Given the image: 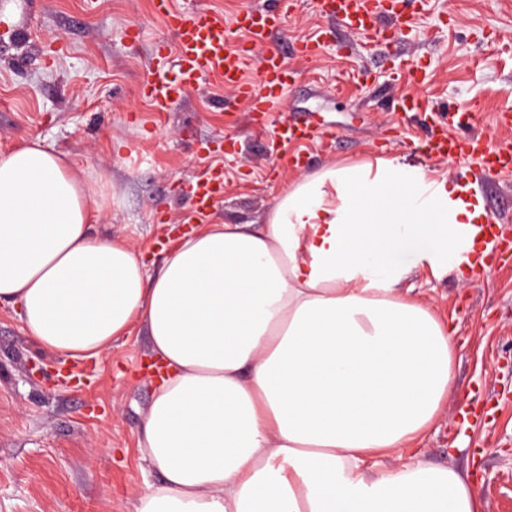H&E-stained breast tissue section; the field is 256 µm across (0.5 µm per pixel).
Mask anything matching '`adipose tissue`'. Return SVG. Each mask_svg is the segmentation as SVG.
<instances>
[{"instance_id":"1","label":"adipose tissue","mask_w":512,"mask_h":512,"mask_svg":"<svg viewBox=\"0 0 512 512\" xmlns=\"http://www.w3.org/2000/svg\"><path fill=\"white\" fill-rule=\"evenodd\" d=\"M95 192L31 141L0 153V300L39 345L96 355L146 327L164 366L139 449L162 476L136 512H481L452 468L390 455L438 418L453 331L403 295V245L461 271L475 186L396 158L284 185L259 223L205 224L155 270L97 234Z\"/></svg>"}]
</instances>
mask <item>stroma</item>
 I'll return each instance as SVG.
<instances>
[{
    "instance_id": "obj_1",
    "label": "stroma",
    "mask_w": 512,
    "mask_h": 512,
    "mask_svg": "<svg viewBox=\"0 0 512 512\" xmlns=\"http://www.w3.org/2000/svg\"><path fill=\"white\" fill-rule=\"evenodd\" d=\"M0 151L40 140L98 185L94 221L155 268L191 218L186 184L203 163L223 168L214 223L260 222L286 183L341 162L398 157L460 181L455 161H428L405 134L426 121L392 111L413 61L427 74L419 93L442 107L476 113L475 131L499 139L512 107V0H420L411 28L393 46L362 40L320 18L314 0H294L284 30L271 31L296 74L280 112L263 130L234 90L209 79L169 111H151L139 85L156 43L173 42L153 0H0ZM139 24V40L125 36ZM318 37L319 58L292 44ZM320 128L300 147V166L280 160L285 119ZM489 216L512 238V175L480 177ZM435 244L399 250L404 287L455 330L454 382L439 419L402 454L452 467L481 496L482 512H512V255L483 279L437 278L417 260ZM142 326L105 352L65 359L29 336L0 302V512H136L159 474L142 460L139 437L157 379Z\"/></svg>"
}]
</instances>
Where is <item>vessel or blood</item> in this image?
I'll use <instances>...</instances> for the list:
<instances>
[{
    "label": "vessel or blood",
    "instance_id": "b4317fda",
    "mask_svg": "<svg viewBox=\"0 0 512 512\" xmlns=\"http://www.w3.org/2000/svg\"><path fill=\"white\" fill-rule=\"evenodd\" d=\"M323 18L339 19L344 27L360 36L364 43L394 41L409 24L408 0H396L386 8L383 0H316ZM156 9L165 26L175 36L174 43H157L154 47L156 67L144 79L140 94L155 111L165 112L187 91L210 77H218L232 87L255 115L257 128H264L273 112L283 105L286 89L294 73L276 50L265 48L266 33L288 22L289 0H275L273 6L241 13L234 27H227L215 12L198 6L174 7L171 0H157ZM388 14L389 25H381V14ZM264 47L265 52L253 79L244 72L250 50ZM404 114H423L431 119L430 129L417 147L429 159L473 160L490 175L512 174V140L497 141L480 134H467L476 116L465 112H433L429 101L419 94L408 93L396 103ZM316 126L294 120L282 121L277 130L281 148L315 141ZM187 194L192 203L194 221L208 217L224 194V175L209 165L191 180Z\"/></svg>",
    "mask_w": 512,
    "mask_h": 512
}]
</instances>
